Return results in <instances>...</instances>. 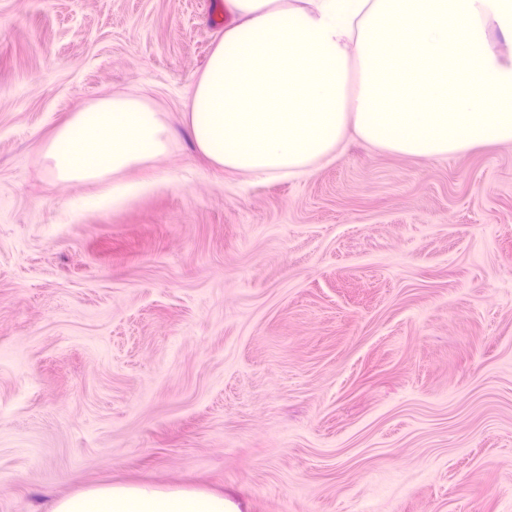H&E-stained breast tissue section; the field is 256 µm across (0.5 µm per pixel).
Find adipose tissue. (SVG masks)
<instances>
[{
    "label": "adipose tissue",
    "mask_w": 512,
    "mask_h": 512,
    "mask_svg": "<svg viewBox=\"0 0 512 512\" xmlns=\"http://www.w3.org/2000/svg\"><path fill=\"white\" fill-rule=\"evenodd\" d=\"M234 17L188 105L191 136L217 167L296 178L348 136L394 154L443 157L512 144V0H225ZM163 113L136 95L77 109L45 147L59 180L114 192L164 156ZM51 512H229L195 488L108 484Z\"/></svg>",
    "instance_id": "1"
}]
</instances>
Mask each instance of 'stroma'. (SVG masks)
Masks as SVG:
<instances>
[{
	"mask_svg": "<svg viewBox=\"0 0 512 512\" xmlns=\"http://www.w3.org/2000/svg\"><path fill=\"white\" fill-rule=\"evenodd\" d=\"M223 2L0 0V512H512V146L218 168L187 104ZM112 94L172 140L95 203L44 148ZM51 512H234L224 496L195 488L108 484L58 499Z\"/></svg>",
	"mask_w": 512,
	"mask_h": 512,
	"instance_id": "35a3bbf8",
	"label": "stroma"
}]
</instances>
